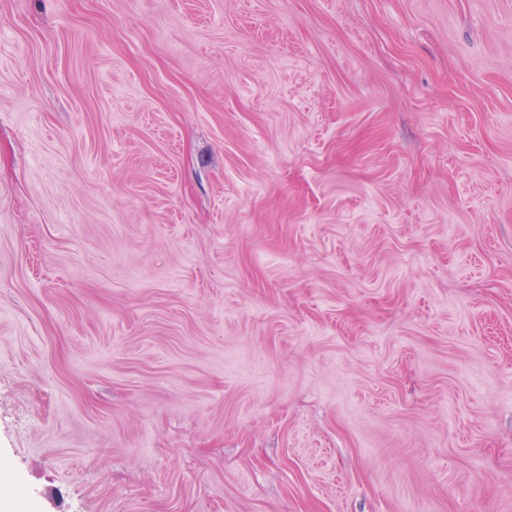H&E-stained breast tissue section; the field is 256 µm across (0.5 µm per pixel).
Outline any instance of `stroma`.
Masks as SVG:
<instances>
[{
    "label": "stroma",
    "mask_w": 512,
    "mask_h": 512,
    "mask_svg": "<svg viewBox=\"0 0 512 512\" xmlns=\"http://www.w3.org/2000/svg\"><path fill=\"white\" fill-rule=\"evenodd\" d=\"M0 512H512V0H0Z\"/></svg>",
    "instance_id": "stroma-1"
}]
</instances>
